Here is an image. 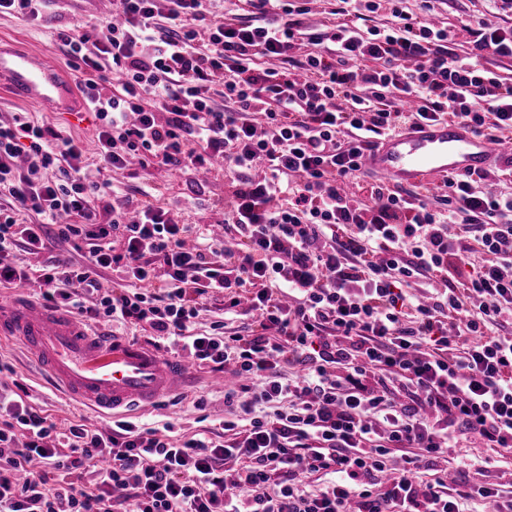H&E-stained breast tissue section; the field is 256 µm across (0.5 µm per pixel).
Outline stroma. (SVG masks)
I'll return each instance as SVG.
<instances>
[{
  "label": "stroma",
  "mask_w": 512,
  "mask_h": 512,
  "mask_svg": "<svg viewBox=\"0 0 512 512\" xmlns=\"http://www.w3.org/2000/svg\"><path fill=\"white\" fill-rule=\"evenodd\" d=\"M435 12L437 20L455 33L456 38L449 48L461 57L467 52L461 36L465 26L484 17L505 27L512 26V9L502 8L500 0H437ZM108 17V12L97 10L91 0H50L43 19L35 24L0 14V38L39 51L49 62L60 64L66 77L70 78L74 71L59 39L60 34L94 20L98 23L95 38L105 39L109 34ZM18 113L32 122L54 126L79 141L84 148L86 171L95 174L98 159L94 143L97 125L94 112H84L78 119L65 112L47 111L33 102L11 99L0 91V120H10ZM112 179L122 189L114 199L115 206L124 205L126 198L139 197L141 191L154 190L158 199L172 206L174 219L188 225L191 236H198L207 226L224 221V200L230 191V175L224 167H215L209 174L200 176L190 171L175 173L158 165L144 168L136 163L126 170L114 172ZM0 364L12 366L17 377L30 385L36 403L51 414L59 430H67L74 421L102 426V419L48 385L42 373L30 367L20 345L0 342ZM211 377L209 368L197 367L196 381L191 387L151 412L134 415V422L156 426L169 421L174 423L175 431L180 435H190L206 427L218 428L224 419V392L210 386ZM199 396L203 397L204 406L197 409L192 400Z\"/></svg>",
  "instance_id": "35a3bbf8"
}]
</instances>
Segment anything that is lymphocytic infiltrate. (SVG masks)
I'll return each instance as SVG.
<instances>
[{"instance_id": "1", "label": "lymphocytic infiltrate", "mask_w": 512, "mask_h": 512, "mask_svg": "<svg viewBox=\"0 0 512 512\" xmlns=\"http://www.w3.org/2000/svg\"><path fill=\"white\" fill-rule=\"evenodd\" d=\"M249 2L259 21L235 24L209 20L211 0H115L106 40L61 34L99 121L97 177L74 139L0 121V288L150 329L238 379L224 441L120 421L70 425L61 447L52 417L0 382V512H469L477 499L512 512V488L479 480L512 456V193L492 171L449 176L431 196L360 171L377 139L414 122L512 132V84L472 63L512 60V28H468L466 62L429 22L435 0L415 12L341 0L342 22L318 35L295 0ZM303 39L324 51L295 59ZM133 158L194 172L223 160L235 247L187 245L165 204L112 206V173ZM53 242L75 257L14 265ZM112 268L117 289L101 284ZM421 277L443 290L411 294ZM210 293L224 319L199 334ZM453 448L463 462L437 468ZM316 474L325 485L306 490Z\"/></svg>"}]
</instances>
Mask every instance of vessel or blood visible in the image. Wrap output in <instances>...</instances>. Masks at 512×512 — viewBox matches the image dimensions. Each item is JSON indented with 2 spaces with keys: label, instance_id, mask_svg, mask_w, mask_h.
Returning <instances> with one entry per match:
<instances>
[{
  "label": "vessel or blood",
  "instance_id": "1",
  "mask_svg": "<svg viewBox=\"0 0 512 512\" xmlns=\"http://www.w3.org/2000/svg\"><path fill=\"white\" fill-rule=\"evenodd\" d=\"M0 88L18 101L53 112L79 114L74 85L38 52L0 39ZM499 143L463 121L418 123L387 136L362 158L364 170L392 186L434 187L444 178L488 170ZM18 340L65 397L113 419L137 405L157 404L190 379L181 360L166 358L126 336L94 331L79 317L34 300L0 302V340Z\"/></svg>",
  "mask_w": 512,
  "mask_h": 512
}]
</instances>
